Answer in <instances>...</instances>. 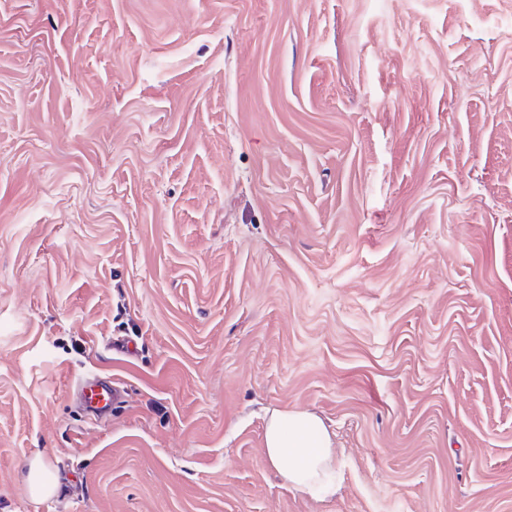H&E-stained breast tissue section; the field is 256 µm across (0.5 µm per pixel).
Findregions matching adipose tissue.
<instances>
[{
    "label": "adipose tissue",
    "mask_w": 512,
    "mask_h": 512,
    "mask_svg": "<svg viewBox=\"0 0 512 512\" xmlns=\"http://www.w3.org/2000/svg\"><path fill=\"white\" fill-rule=\"evenodd\" d=\"M264 446L270 464L288 484L320 492L330 472L331 436L306 411L276 412L268 419Z\"/></svg>",
    "instance_id": "1"
}]
</instances>
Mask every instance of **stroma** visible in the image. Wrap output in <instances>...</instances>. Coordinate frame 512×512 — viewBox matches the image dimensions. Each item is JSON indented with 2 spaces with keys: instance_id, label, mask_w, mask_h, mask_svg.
Masks as SVG:
<instances>
[{
  "instance_id": "stroma-1",
  "label": "stroma",
  "mask_w": 512,
  "mask_h": 512,
  "mask_svg": "<svg viewBox=\"0 0 512 512\" xmlns=\"http://www.w3.org/2000/svg\"><path fill=\"white\" fill-rule=\"evenodd\" d=\"M0 512H512V0H0ZM80 394L85 410L93 417L110 412L117 399L116 389L100 382H85L80 388ZM270 464L288 484L320 492L330 472L331 436L323 422L306 411L274 412L264 431ZM50 468L42 459L34 461L29 469L27 489L34 497L47 496L53 492Z\"/></svg>"
}]
</instances>
